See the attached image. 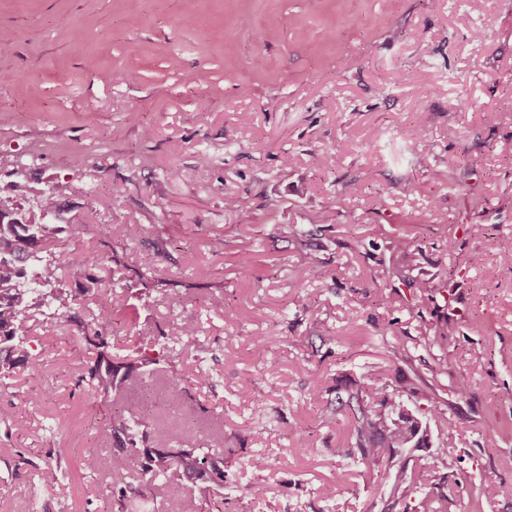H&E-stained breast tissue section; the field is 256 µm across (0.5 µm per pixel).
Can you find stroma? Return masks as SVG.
Returning a JSON list of instances; mask_svg holds the SVG:
<instances>
[{"mask_svg":"<svg viewBox=\"0 0 512 512\" xmlns=\"http://www.w3.org/2000/svg\"><path fill=\"white\" fill-rule=\"evenodd\" d=\"M0 42V187L54 188L84 228L54 261L117 283L104 308L64 278L72 323L27 319L44 371L0 379V512L107 510L122 409L76 385L85 330L155 358L129 397L224 456L217 512H412L434 484V512H512L481 490L512 487V0H0ZM389 402L430 441L404 499L356 452Z\"/></svg>","mask_w":512,"mask_h":512,"instance_id":"1","label":"stroma"}]
</instances>
